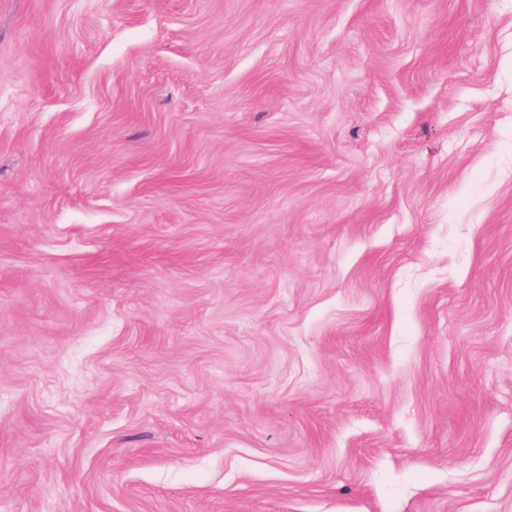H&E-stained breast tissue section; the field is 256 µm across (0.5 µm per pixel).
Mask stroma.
I'll return each mask as SVG.
<instances>
[{"label": "stroma", "instance_id": "obj_1", "mask_svg": "<svg viewBox=\"0 0 512 512\" xmlns=\"http://www.w3.org/2000/svg\"><path fill=\"white\" fill-rule=\"evenodd\" d=\"M0 512H512V0H0Z\"/></svg>", "mask_w": 512, "mask_h": 512}]
</instances>
